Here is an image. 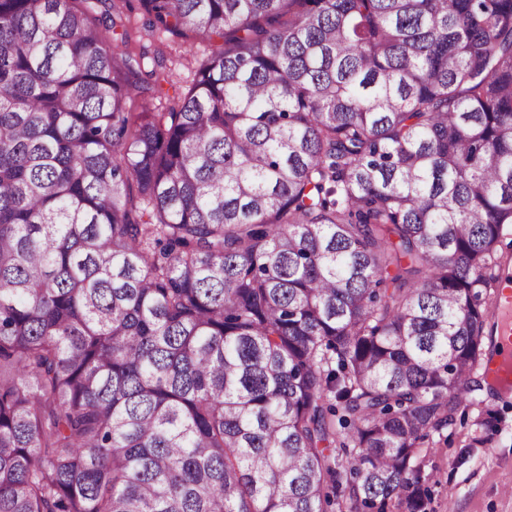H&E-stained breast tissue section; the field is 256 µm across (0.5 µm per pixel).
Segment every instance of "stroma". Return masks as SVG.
Wrapping results in <instances>:
<instances>
[{
  "instance_id": "1",
  "label": "stroma",
  "mask_w": 512,
  "mask_h": 512,
  "mask_svg": "<svg viewBox=\"0 0 512 512\" xmlns=\"http://www.w3.org/2000/svg\"><path fill=\"white\" fill-rule=\"evenodd\" d=\"M117 32L146 69L160 68L173 92L192 85L209 53L207 41L184 39L151 26L139 0H126ZM472 388L430 456L429 512H512V391L484 383L482 368L470 374Z\"/></svg>"
}]
</instances>
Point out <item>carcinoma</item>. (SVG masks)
<instances>
[{"label": "carcinoma", "instance_id": "carcinoma-1", "mask_svg": "<svg viewBox=\"0 0 512 512\" xmlns=\"http://www.w3.org/2000/svg\"><path fill=\"white\" fill-rule=\"evenodd\" d=\"M0 0V512H426L512 231V0ZM121 11L122 21L117 19L115 29L117 36L127 32L130 53L141 59L146 70L154 68L168 75L173 84H165L168 94L153 100L158 110H164L170 103L169 96L172 98L175 92L181 93L192 85L201 60L209 53V44L199 38L184 39L156 26L152 28L138 0H126Z\"/></svg>", "mask_w": 512, "mask_h": 512}]
</instances>
